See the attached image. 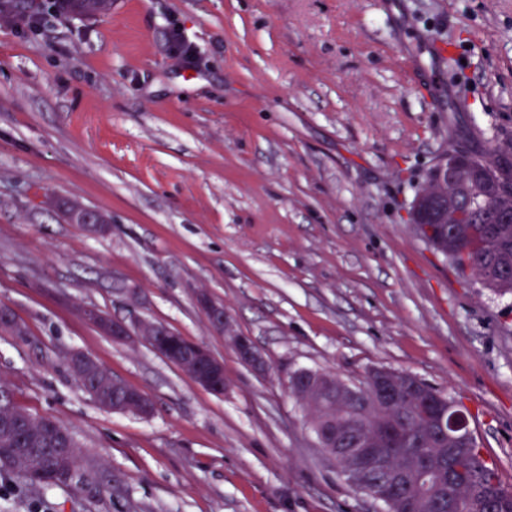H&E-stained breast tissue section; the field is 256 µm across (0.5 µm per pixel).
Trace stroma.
I'll list each match as a JSON object with an SVG mask.
<instances>
[{"label": "stroma", "instance_id": "obj_1", "mask_svg": "<svg viewBox=\"0 0 512 512\" xmlns=\"http://www.w3.org/2000/svg\"><path fill=\"white\" fill-rule=\"evenodd\" d=\"M0 17V383L67 427L71 485L0 477V512H378L337 473L286 383L411 373L464 409L512 488V295L482 288L409 221L449 144L512 137V0H44ZM180 32L190 56L176 54ZM108 216L88 234L62 202ZM222 301L267 368L196 299ZM93 307L164 323L224 362V394ZM142 389L98 406L65 357ZM197 303L212 328L224 334L225 341L235 350L245 364L255 370L265 369V359L252 339L238 332L234 321L224 309L223 302L216 301L204 292L197 294ZM66 361L86 376H94L95 380L103 379V384H99L95 381V385L101 391L99 394L94 395L101 401L102 407L110 409L114 412L120 413H134L142 417H149L153 413V405L147 396V394L139 388H134L132 392L127 394L126 397L117 395L113 397V391L119 389L124 385H128L120 380H113L109 376L107 369L102 366L93 356L84 353L82 351H73L67 354ZM71 365L68 368L76 381L80 384L83 379H87L90 382L94 381L93 377L82 376L77 372ZM112 384V401L111 399L103 394V390L108 387V384Z\"/></svg>", "mask_w": 512, "mask_h": 512}]
</instances>
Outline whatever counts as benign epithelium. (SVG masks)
I'll list each match as a JSON object with an SVG mask.
<instances>
[{"label":"benign epithelium","mask_w":512,"mask_h":512,"mask_svg":"<svg viewBox=\"0 0 512 512\" xmlns=\"http://www.w3.org/2000/svg\"><path fill=\"white\" fill-rule=\"evenodd\" d=\"M475 180L471 161L461 150L450 149L438 162L423 190L413 203L412 223L418 225L427 234H433L435 225H448V232L459 241L472 238L471 229L464 226L470 202L463 198V193ZM494 212L499 223L512 224V201L508 202L497 195L492 200ZM67 217L72 224L81 225L91 235H103L110 225L106 217L89 209L76 200L67 205ZM197 303L212 328L224 335L225 341L235 350L245 364L255 370L265 369V359L252 339L238 332L234 321L224 309V303L216 301L208 294H197ZM83 318L91 322L104 336L112 337L119 343L137 342L149 347L155 345L165 336L173 335L171 329L158 321L133 315L126 320L116 319L93 308L81 309ZM26 328L9 309L0 311V335L23 336ZM161 356L178 367L209 392L221 395L226 389L224 383V362L216 358L205 346L190 341L172 351H163ZM68 363L86 376H92L103 383L97 388L118 389L124 382L113 380L107 369L93 356L82 351H73L66 356ZM413 379L407 372H383L373 381V393L383 401L393 404L399 400L400 385ZM304 383L317 385L320 389L331 392V396L340 395L354 400L358 393L347 383L325 375L323 372H306ZM97 398L102 407L120 413H134L148 417L153 413V405L147 394L135 388L127 396L114 398L100 393ZM442 408L441 425L448 436L459 443L468 441L467 425L448 402V398L435 396ZM375 439L366 428L351 429L346 426L334 427L321 439L320 447L331 458H343L348 461L347 475L350 481L363 495L371 497L385 505H392L404 498L398 481L393 473L378 468L373 460Z\"/></svg>","instance_id":"1"}]
</instances>
